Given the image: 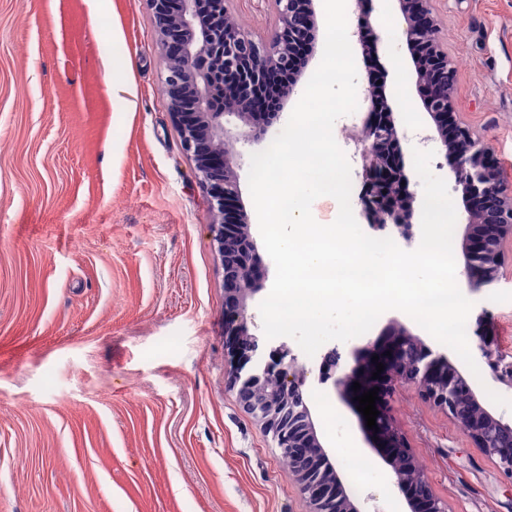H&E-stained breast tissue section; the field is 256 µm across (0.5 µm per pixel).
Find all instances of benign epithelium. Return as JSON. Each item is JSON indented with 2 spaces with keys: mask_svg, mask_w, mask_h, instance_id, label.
<instances>
[{
  "mask_svg": "<svg viewBox=\"0 0 512 512\" xmlns=\"http://www.w3.org/2000/svg\"><path fill=\"white\" fill-rule=\"evenodd\" d=\"M149 2L165 64L168 109L213 213L210 227L224 269L228 388L261 422L279 452L293 460L290 472L308 512H361L318 435L304 390V365L285 343L263 353L260 339L248 329V300L257 291L261 265L248 215L240 207L236 144L260 136L251 119L255 93L275 75L294 67L296 55L306 59L314 52L313 0H268L274 28L266 40L255 39L232 22L227 0ZM393 2L404 19L406 45L424 53L422 59H412L416 91L434 130L424 140L440 143L455 176V189L466 199L470 243L462 273L471 287L483 288L502 275L504 245L512 243V182L489 162V147L469 127L458 123L454 136L448 137L456 73L439 44L432 0ZM357 42L364 57L378 54L379 36L367 19L357 31ZM367 99L370 109L356 141L362 158L361 214L377 229L406 227L413 223L416 202L403 160L401 141L406 132L384 86H370ZM490 318L484 307L475 317L478 349L494 380L512 389V361L484 331ZM374 355L384 365L377 379L372 378L379 363L372 361ZM352 356L354 365L346 370L338 347L328 349L322 356L319 381L331 382L338 398L351 407L358 405L355 397L379 388L378 430L367 428L364 421L360 429L367 447L390 467L409 512L450 510L428 482L393 413L399 382L414 386L426 402L445 412L512 479V421L491 412L448 357L433 353L398 322L376 340L354 348ZM356 381L361 385L358 391L351 389Z\"/></svg>",
  "mask_w": 512,
  "mask_h": 512,
  "instance_id": "obj_1",
  "label": "benign epithelium"
}]
</instances>
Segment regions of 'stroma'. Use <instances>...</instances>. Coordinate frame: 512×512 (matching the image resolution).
Masks as SVG:
<instances>
[{"instance_id":"35a3bbf8","label":"stroma","mask_w":512,"mask_h":512,"mask_svg":"<svg viewBox=\"0 0 512 512\" xmlns=\"http://www.w3.org/2000/svg\"><path fill=\"white\" fill-rule=\"evenodd\" d=\"M268 38V0H228ZM456 68L454 114L512 179V0H432ZM381 36L386 91L414 149L460 202L431 132L404 20L385 0L347 15ZM147 0H0V512H307L261 423L229 391L224 277L209 198L162 91ZM129 64L136 109L117 112L105 61ZM512 357V265L490 287L458 278ZM449 354L405 313H383ZM321 440L362 512H406L356 413L300 355ZM394 413L451 512H512V481L448 416L400 385ZM361 455L360 472L343 461Z\"/></svg>"}]
</instances>
